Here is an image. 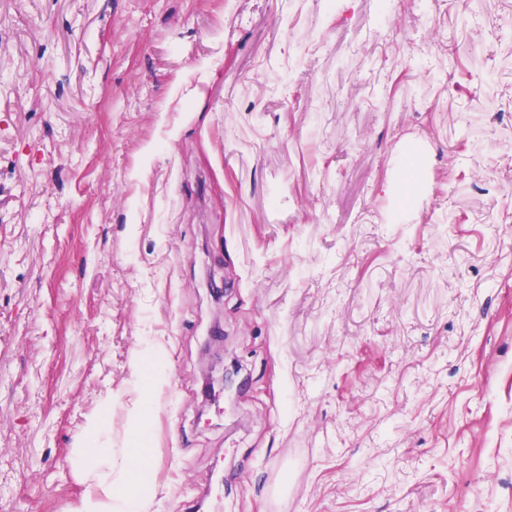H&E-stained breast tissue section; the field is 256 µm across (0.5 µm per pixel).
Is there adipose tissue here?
<instances>
[{"instance_id": "obj_1", "label": "adipose tissue", "mask_w": 512, "mask_h": 512, "mask_svg": "<svg viewBox=\"0 0 512 512\" xmlns=\"http://www.w3.org/2000/svg\"><path fill=\"white\" fill-rule=\"evenodd\" d=\"M152 404L151 391L141 390L133 414L130 446L125 449L124 463L119 468L112 463L111 449L101 443L110 432L109 425L99 417L92 420L89 443L78 451L77 461L91 467L93 481L75 512H142L149 475L144 461L149 429L141 419L150 412Z\"/></svg>"}]
</instances>
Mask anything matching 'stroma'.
I'll list each match as a JSON object with an SVG mask.
<instances>
[{
  "instance_id": "1",
  "label": "stroma",
  "mask_w": 512,
  "mask_h": 512,
  "mask_svg": "<svg viewBox=\"0 0 512 512\" xmlns=\"http://www.w3.org/2000/svg\"><path fill=\"white\" fill-rule=\"evenodd\" d=\"M153 349L145 512H512V0H0V512Z\"/></svg>"
}]
</instances>
